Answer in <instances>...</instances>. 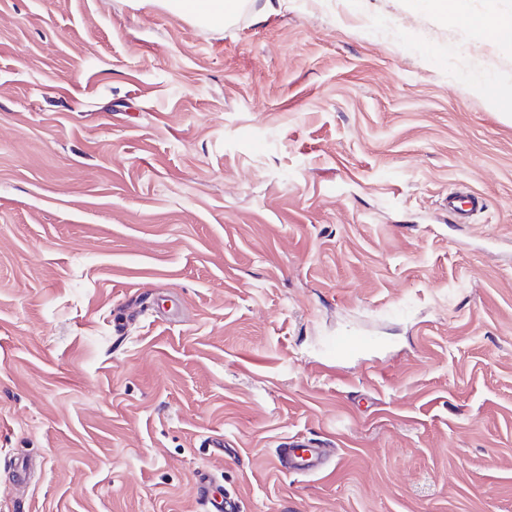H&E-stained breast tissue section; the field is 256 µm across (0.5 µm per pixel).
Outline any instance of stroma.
I'll return each mask as SVG.
<instances>
[{"label":"stroma","instance_id":"obj_1","mask_svg":"<svg viewBox=\"0 0 512 512\" xmlns=\"http://www.w3.org/2000/svg\"><path fill=\"white\" fill-rule=\"evenodd\" d=\"M202 470L239 512H512V43L0 0V512H199ZM483 208L484 201L477 194L448 195V213L453 216L455 224H467L466 220ZM276 453L277 463L282 471L309 474L319 470V460L324 454V448H310L293 438L277 448Z\"/></svg>","mask_w":512,"mask_h":512}]
</instances>
